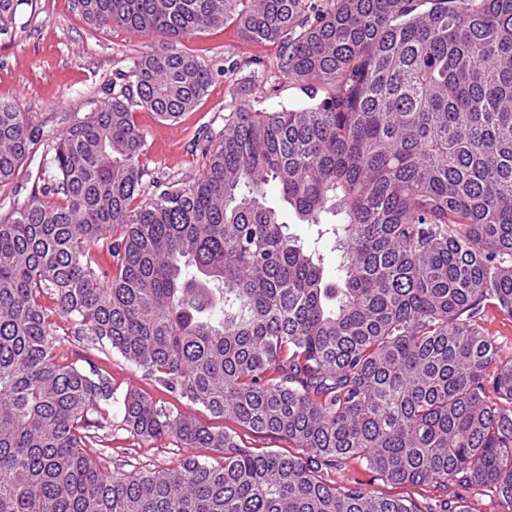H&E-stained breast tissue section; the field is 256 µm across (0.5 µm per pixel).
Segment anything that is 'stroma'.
<instances>
[{
  "label": "stroma",
  "mask_w": 512,
  "mask_h": 512,
  "mask_svg": "<svg viewBox=\"0 0 512 512\" xmlns=\"http://www.w3.org/2000/svg\"><path fill=\"white\" fill-rule=\"evenodd\" d=\"M171 50L197 56L209 66L213 78L197 107L176 120L161 119L145 109L136 111L135 121L149 145L141 200L151 198L157 187L191 182L202 174L206 157L201 145L206 140L219 143L228 112L238 108L273 111L308 101L299 85L289 83L279 72V46L245 39L235 22L167 39L150 32L92 26L71 0H29L17 14L12 38L0 40V100L25 113L38 137V148L10 180L0 183V222L34 197L47 205L62 203V195L43 191L54 174L51 158L57 139L111 99L118 72L128 70L144 55ZM56 330L57 351L64 361L96 367L110 378L116 397L136 390L202 425H215L204 407L172 397L120 354L94 349L88 337L75 335L70 321L57 319ZM108 412L112 432L103 442L93 443L94 460L111 458L113 466L127 472L174 468L181 463L185 449L166 440L141 441L123 429L120 405L109 407ZM328 479L338 486L359 481L371 492L422 504L435 496L427 487L377 479L355 460L337 466Z\"/></svg>",
  "instance_id": "stroma-1"
}]
</instances>
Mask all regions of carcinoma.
I'll return each mask as SVG.
<instances>
[{
    "label": "carcinoma",
    "mask_w": 512,
    "mask_h": 512,
    "mask_svg": "<svg viewBox=\"0 0 512 512\" xmlns=\"http://www.w3.org/2000/svg\"><path fill=\"white\" fill-rule=\"evenodd\" d=\"M23 4L0 0L1 39ZM73 5L95 27L171 37L234 19L281 46L309 103L228 113L202 175L136 206L148 145L134 113L191 110L204 62L142 57L62 136L65 203L33 198L0 223V512H472L450 486L512 507V357L477 321L487 305L512 318V0ZM35 144L0 101V182ZM116 229L112 276L94 247ZM57 315L176 398L302 454L131 390L123 429L189 454L128 474L91 460L113 390L55 352ZM350 459L438 496L422 508L328 482Z\"/></svg>",
    "instance_id": "carcinoma-1"
}]
</instances>
